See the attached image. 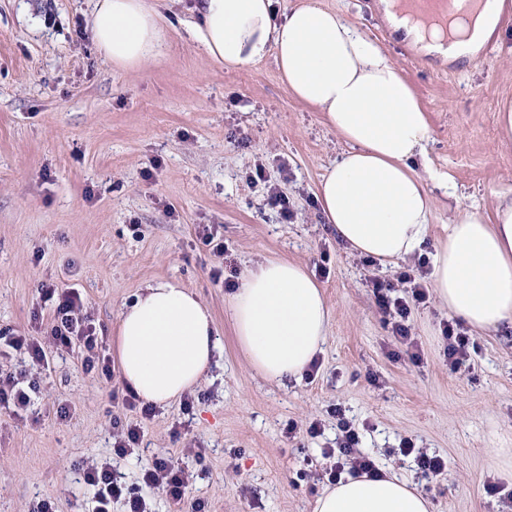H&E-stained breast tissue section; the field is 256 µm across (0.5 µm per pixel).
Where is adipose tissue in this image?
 <instances>
[{
  "label": "adipose tissue",
  "instance_id": "obj_1",
  "mask_svg": "<svg viewBox=\"0 0 512 512\" xmlns=\"http://www.w3.org/2000/svg\"><path fill=\"white\" fill-rule=\"evenodd\" d=\"M378 7L419 54L452 63L494 37L507 4L481 0L471 25L447 34L411 16L403 0ZM194 10V36L215 62L234 68L273 58L289 92L346 141L316 191L337 241L381 261L422 253L434 207L421 172L432 131L388 51L320 0L282 14L275 0H197ZM91 30L98 51L123 70L158 60L166 42L162 14L145 0H95ZM432 263L436 296L451 315L478 333L512 328V193L497 195L490 222L479 210L454 209ZM240 280L229 307L241 350L265 379L300 380L327 338L320 287L293 261L256 264ZM114 344L125 388L163 406L200 385L219 334L196 293L164 280L120 312ZM313 512H433V504L398 476L364 475L322 491Z\"/></svg>",
  "mask_w": 512,
  "mask_h": 512
}]
</instances>
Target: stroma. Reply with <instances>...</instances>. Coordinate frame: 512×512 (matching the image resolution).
<instances>
[{
  "label": "stroma",
  "instance_id": "obj_1",
  "mask_svg": "<svg viewBox=\"0 0 512 512\" xmlns=\"http://www.w3.org/2000/svg\"><path fill=\"white\" fill-rule=\"evenodd\" d=\"M194 0L165 10L162 57L116 68L92 38L93 0H0V326L24 331L34 311L50 321L39 281L78 289L104 340L120 309L149 283L176 279L211 308L222 349L190 411L179 401L142 422L133 454L115 455L102 382L79 349L55 355L51 371L0 349V371L29 369L40 394L23 416L0 411V512H91L83 469L110 463L151 512H173L163 489H142L141 469L169 457L187 475L186 501L207 512H311L328 487L341 407L359 428L360 452L427 494L433 512H512V335L471 334L470 357L448 367L440 326L449 313L429 294L407 324L418 345L383 326L369 280L431 268L430 254L384 264L337 243L315 190L347 148L324 115L289 94L273 59L227 69L194 37ZM378 41L411 86L433 130L428 157L452 178L455 198L433 187L430 245L445 241L454 204L491 212L512 192V144L495 115L512 101V6L481 54L429 66L393 42L376 0H320ZM266 182H254L255 165ZM277 185L293 212L268 201ZM223 227L224 268L303 263L321 288L330 327L314 378L287 386L262 378L238 347L230 291L197 225ZM70 420H56L57 403ZM321 421L309 439L306 425ZM447 463L423 473L401 440Z\"/></svg>",
  "mask_w": 512,
  "mask_h": 512
}]
</instances>
